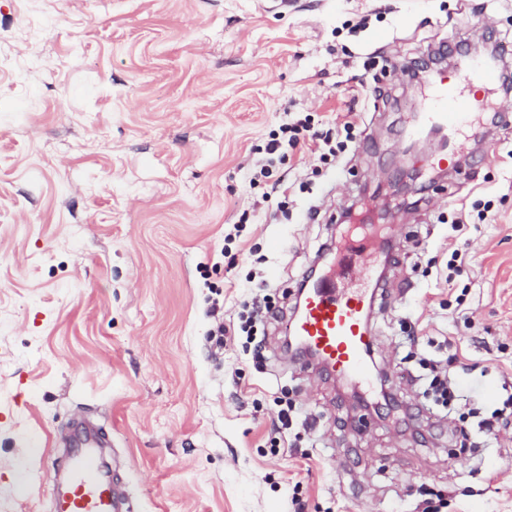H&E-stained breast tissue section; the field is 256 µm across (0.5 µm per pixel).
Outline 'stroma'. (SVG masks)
I'll return each instance as SVG.
<instances>
[{"mask_svg": "<svg viewBox=\"0 0 512 512\" xmlns=\"http://www.w3.org/2000/svg\"><path fill=\"white\" fill-rule=\"evenodd\" d=\"M512 46V0H0V512H50L45 470L82 417L108 434L129 512H512V439L480 447L431 420L380 417L353 387L232 325L255 272L274 302L341 211L377 200L419 231L408 253L467 274L387 270L371 325L395 403L403 326L457 359L479 412L512 382V125L469 179L422 189L408 145L422 84L400 64L435 43ZM361 119L338 166L278 163L288 216L250 173L271 131ZM427 182V181H426ZM318 211L309 220V208ZM475 217L462 234L448 224ZM314 421L274 432L281 409Z\"/></svg>", "mask_w": 512, "mask_h": 512, "instance_id": "stroma-1", "label": "stroma"}]
</instances>
